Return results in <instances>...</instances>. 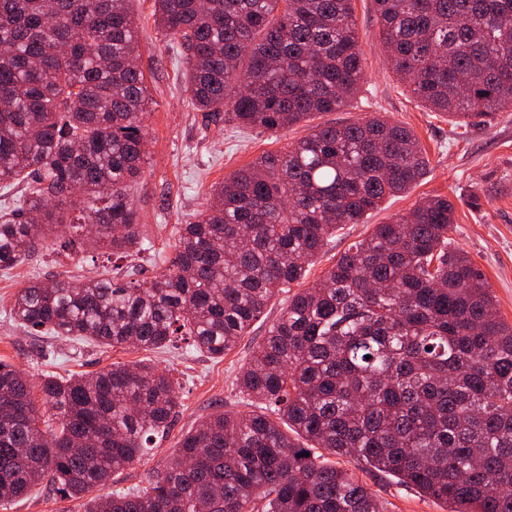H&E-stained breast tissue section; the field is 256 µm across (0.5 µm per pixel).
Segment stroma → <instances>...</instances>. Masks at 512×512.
<instances>
[{
  "mask_svg": "<svg viewBox=\"0 0 512 512\" xmlns=\"http://www.w3.org/2000/svg\"><path fill=\"white\" fill-rule=\"evenodd\" d=\"M354 18L363 51L364 80L351 104L341 112L321 115V122H345L386 113L393 122L411 128L429 160L424 177L408 192L386 199L360 224H348L332 238L305 279L292 291L310 286L332 267L355 241L374 225L406 214L419 202L445 195L455 205V222L448 237L486 275L499 314L512 323V110L474 116L462 127L430 112L408 92L392 72L379 35L373 0H353ZM136 22L139 62L152 102L144 122V173L129 187L139 215L142 237L152 245L138 257L146 276L166 268L175 251L177 229L193 221L212 186L266 152L288 149L306 135L304 125L275 133L243 127L230 120L205 119L183 90L184 51L167 41L155 25L154 0H129ZM480 197L471 207V194ZM129 259L111 251H65L58 238L39 241L37 249L9 273H0V360L38 383L47 375L66 378L95 372L113 363L145 362L169 372L178 391L180 413L151 455L116 475L120 488H140L160 472L176 453L183 435L215 412H243L248 400L235 385L240 368L254 346L266 336L288 302L276 294L247 336L224 358L214 359L177 338L164 350L108 347L74 339L33 333L9 316L19 288L36 279L68 276L101 277ZM337 467L356 472L385 506V512H444L441 502L391 475L373 470L352 457L337 458ZM0 512H84L80 499L63 497L48 485L37 486L23 498L0 504Z\"/></svg>",
  "mask_w": 512,
  "mask_h": 512,
  "instance_id": "35a3bbf8",
  "label": "stroma"
}]
</instances>
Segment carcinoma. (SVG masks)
<instances>
[{
    "instance_id": "obj_1",
    "label": "carcinoma",
    "mask_w": 512,
    "mask_h": 512,
    "mask_svg": "<svg viewBox=\"0 0 512 512\" xmlns=\"http://www.w3.org/2000/svg\"><path fill=\"white\" fill-rule=\"evenodd\" d=\"M128 0H0V270L68 225L128 258L140 237L128 184L143 174L149 96ZM353 0H154L185 50L196 110L279 131L348 106L363 81ZM392 69L454 125L512 109V0H374ZM415 133L382 115L318 124L214 185L164 272L48 279L10 317L31 331L222 358L329 238L426 173ZM437 195L340 255L288 297L236 377L264 411L219 412L183 436L148 486L85 512H384L353 455L447 506L512 512V323L483 273L448 249ZM53 411L42 420L37 403ZM180 403L169 374L114 363L39 384L0 360V503L50 483L81 499L140 461ZM309 456H303V453Z\"/></svg>"
}]
</instances>
